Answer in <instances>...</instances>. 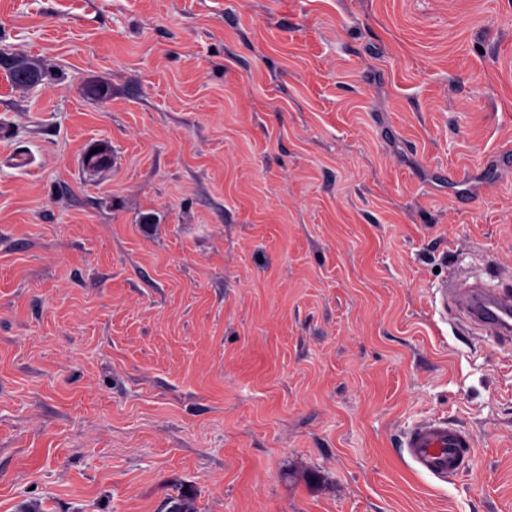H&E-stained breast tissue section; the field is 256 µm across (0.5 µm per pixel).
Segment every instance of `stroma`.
Returning <instances> with one entry per match:
<instances>
[{
    "instance_id": "obj_1",
    "label": "stroma",
    "mask_w": 512,
    "mask_h": 512,
    "mask_svg": "<svg viewBox=\"0 0 512 512\" xmlns=\"http://www.w3.org/2000/svg\"><path fill=\"white\" fill-rule=\"evenodd\" d=\"M1 122L0 512H512V346L441 304L512 283V0H0ZM475 446L469 430L439 418L421 421L402 441L415 470L438 480L457 475Z\"/></svg>"
}]
</instances>
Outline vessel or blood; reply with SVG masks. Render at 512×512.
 <instances>
[{
    "instance_id": "obj_1",
    "label": "vessel or blood",
    "mask_w": 512,
    "mask_h": 512,
    "mask_svg": "<svg viewBox=\"0 0 512 512\" xmlns=\"http://www.w3.org/2000/svg\"><path fill=\"white\" fill-rule=\"evenodd\" d=\"M442 302L453 306L485 334L504 344L512 343V292L476 284L462 291L452 283L443 285ZM475 445L469 430L439 418L421 421L405 434L402 442L415 470L438 480L457 475Z\"/></svg>"
}]
</instances>
